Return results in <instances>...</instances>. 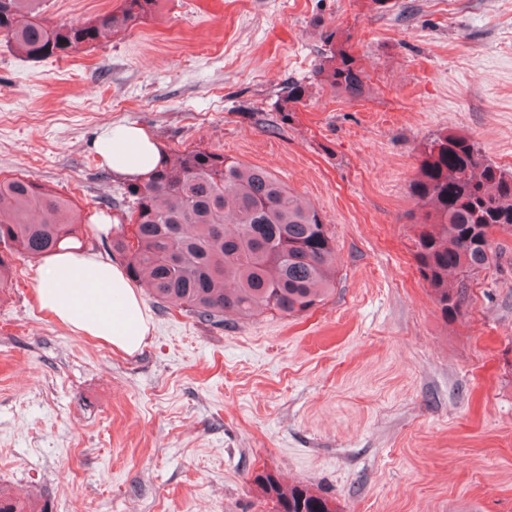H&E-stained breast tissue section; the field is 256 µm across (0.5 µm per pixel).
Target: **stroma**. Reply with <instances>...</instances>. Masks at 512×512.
<instances>
[{
	"label": "stroma",
	"instance_id": "35a3bbf8",
	"mask_svg": "<svg viewBox=\"0 0 512 512\" xmlns=\"http://www.w3.org/2000/svg\"><path fill=\"white\" fill-rule=\"evenodd\" d=\"M118 0H46L64 22ZM366 97L313 81L330 44ZM290 80L306 104L278 112ZM151 130L262 167L309 200L336 284L297 316L218 328L141 292L128 355L40 310V259L0 286V485L52 512H273L268 472L335 512H512V234L444 318L414 259L418 146L471 136L512 173V0H158L126 36L64 59L0 41V173L71 197L83 246L121 181L93 143Z\"/></svg>",
	"mask_w": 512,
	"mask_h": 512
}]
</instances>
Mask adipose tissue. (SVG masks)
Instances as JSON below:
<instances>
[{"label": "adipose tissue", "instance_id": "adipose-tissue-1", "mask_svg": "<svg viewBox=\"0 0 512 512\" xmlns=\"http://www.w3.org/2000/svg\"><path fill=\"white\" fill-rule=\"evenodd\" d=\"M95 149L103 165L129 181L150 173L166 158L147 130L130 124L106 128ZM36 300L71 331L128 354L141 348L148 333L125 271L95 254L63 250L51 255L38 269Z\"/></svg>", "mask_w": 512, "mask_h": 512}]
</instances>
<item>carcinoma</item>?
Returning <instances> with one entry per match:
<instances>
[{
  "label": "carcinoma",
  "mask_w": 512,
  "mask_h": 512,
  "mask_svg": "<svg viewBox=\"0 0 512 512\" xmlns=\"http://www.w3.org/2000/svg\"><path fill=\"white\" fill-rule=\"evenodd\" d=\"M42 0H0V40L30 61L69 56L102 34H125L152 16L157 0H121L83 20L53 22ZM314 80L347 99L364 97L368 76L344 47L316 65ZM311 84L292 82L278 109L290 112ZM410 184L423 212L414 257L443 316L460 313L468 282L496 257L491 234L512 232V174L487 160L470 136L453 130L421 144ZM117 229L108 249L129 277L147 285L162 308L177 307L202 324L222 327L264 312L294 316L332 292L333 234L318 209L302 203L267 170L196 147L127 183L107 202ZM132 226L131 232L125 225ZM77 203L23 175H0V283L13 264L43 257L74 237ZM274 512H332L302 486L270 473L254 477ZM0 512H52L40 493L25 503L0 488Z\"/></svg>",
  "instance_id": "obj_1"
}]
</instances>
